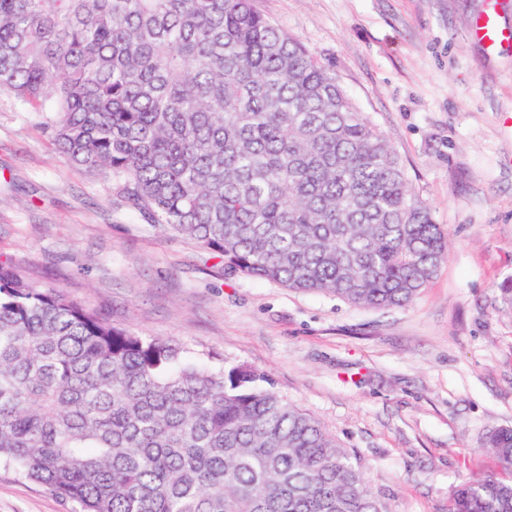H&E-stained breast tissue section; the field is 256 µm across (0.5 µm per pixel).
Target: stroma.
<instances>
[{
  "instance_id": "1",
  "label": "stroma",
  "mask_w": 512,
  "mask_h": 512,
  "mask_svg": "<svg viewBox=\"0 0 512 512\" xmlns=\"http://www.w3.org/2000/svg\"><path fill=\"white\" fill-rule=\"evenodd\" d=\"M391 140L448 260L412 302L363 308L230 271L151 226L0 98V262L139 335L267 374L367 466L392 512H448L512 426V47L471 32L512 0H254ZM0 465V512H68Z\"/></svg>"
}]
</instances>
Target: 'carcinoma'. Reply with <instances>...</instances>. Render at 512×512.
<instances>
[{
    "label": "carcinoma",
    "instance_id": "carcinoma-1",
    "mask_svg": "<svg viewBox=\"0 0 512 512\" xmlns=\"http://www.w3.org/2000/svg\"><path fill=\"white\" fill-rule=\"evenodd\" d=\"M2 94L243 275L387 309L448 259L389 137L251 0H0ZM262 380L0 263V464L71 512H390L361 458ZM488 448L496 471L448 512H512V428Z\"/></svg>",
    "mask_w": 512,
    "mask_h": 512
}]
</instances>
